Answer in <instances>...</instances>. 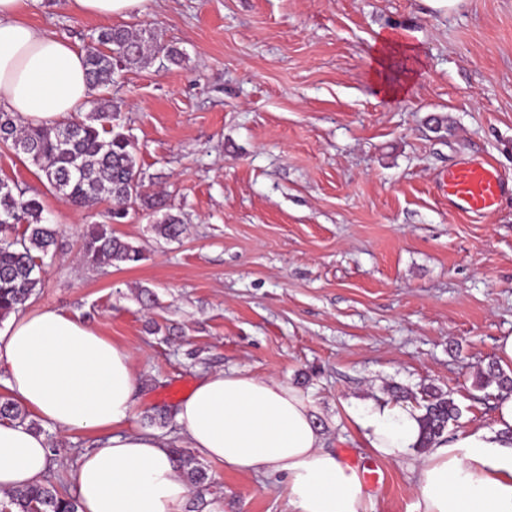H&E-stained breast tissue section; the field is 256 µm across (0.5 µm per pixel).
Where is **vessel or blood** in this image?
I'll return each instance as SVG.
<instances>
[{"label":"vessel or blood","mask_w":512,"mask_h":512,"mask_svg":"<svg viewBox=\"0 0 512 512\" xmlns=\"http://www.w3.org/2000/svg\"><path fill=\"white\" fill-rule=\"evenodd\" d=\"M444 181L449 202L467 216L490 212L506 187L498 168L485 160L459 164L449 170Z\"/></svg>","instance_id":"b4317fda"}]
</instances>
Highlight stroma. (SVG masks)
Returning <instances> with one entry per match:
<instances>
[{"label":"stroma","mask_w":512,"mask_h":512,"mask_svg":"<svg viewBox=\"0 0 512 512\" xmlns=\"http://www.w3.org/2000/svg\"><path fill=\"white\" fill-rule=\"evenodd\" d=\"M31 23L77 48L93 31L154 29L181 50L120 70L98 89L119 107L147 191L185 225L178 240L131 209L117 236L134 266L98 269L80 235L107 208L59 199L29 160L0 148V178L37 189L63 232L25 306L80 316L129 348L139 386L133 428L180 445L153 420L205 373L272 376L313 402L326 450L377 459L373 512H421L407 464L376 457L356 413L393 385L435 384L462 408L448 436L493 429L478 369L512 334V188L483 218L438 188L466 159L512 184V0H148L142 14L85 16L36 0ZM404 31L422 64L385 100L371 77L380 30ZM48 474L74 494L96 435L47 431ZM224 512H289L259 478L203 461Z\"/></svg>","instance_id":"stroma-1"}]
</instances>
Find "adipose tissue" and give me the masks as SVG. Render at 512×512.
I'll use <instances>...</instances> for the list:
<instances>
[{"label":"adipose tissue","instance_id":"ef3b65f1","mask_svg":"<svg viewBox=\"0 0 512 512\" xmlns=\"http://www.w3.org/2000/svg\"><path fill=\"white\" fill-rule=\"evenodd\" d=\"M27 0H0V105L31 125L80 112L94 93L85 54L21 17ZM417 62L403 31L373 43L372 74L387 99L402 97ZM8 396L66 435L106 434L72 474L80 512H183L188 487L168 442L130 428L138 380L130 350L53 308L16 312L0 328ZM494 430L459 433L414 458L423 512H512V394ZM418 412L368 404L359 422L376 452L399 462L419 436ZM183 443L225 468L281 482L292 512H368L357 473L322 446L312 401L272 377L205 375L174 411ZM53 453L42 433L0 422V493L44 480Z\"/></svg>","mask_w":512,"mask_h":512}]
</instances>
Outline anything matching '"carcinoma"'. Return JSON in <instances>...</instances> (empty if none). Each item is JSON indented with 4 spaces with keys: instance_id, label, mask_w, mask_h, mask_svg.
I'll return each mask as SVG.
<instances>
[{
    "instance_id": "obj_1",
    "label": "carcinoma",
    "mask_w": 512,
    "mask_h": 512,
    "mask_svg": "<svg viewBox=\"0 0 512 512\" xmlns=\"http://www.w3.org/2000/svg\"><path fill=\"white\" fill-rule=\"evenodd\" d=\"M172 63L181 61L177 48L164 45L150 28L113 27L92 35L85 50L87 76L96 88L115 82L116 71L147 67L159 55ZM114 105L98 103L86 113L52 125H25L12 112L0 111V145L29 159L47 183L73 206L83 208L98 200L112 202L103 221L86 225L82 234V257L95 267H119L144 259L143 250L116 236L112 225L120 224L134 205L161 214L155 230L165 239L183 233L179 217L164 211V200L145 190L137 166V145L117 130ZM60 228L49 222L36 190L15 181L0 179V321L24 307L41 286L44 260L55 252ZM474 388H495L497 394H512V376L492 361L475 375ZM395 397L416 403L420 433L414 449L422 453L443 438L449 424L462 410L450 393L431 385L417 392L392 388ZM0 420L40 425L7 396H0ZM180 474L198 493L209 490L206 471L196 458L173 449ZM0 512H78L75 497L51 484L5 493Z\"/></svg>"
}]
</instances>
